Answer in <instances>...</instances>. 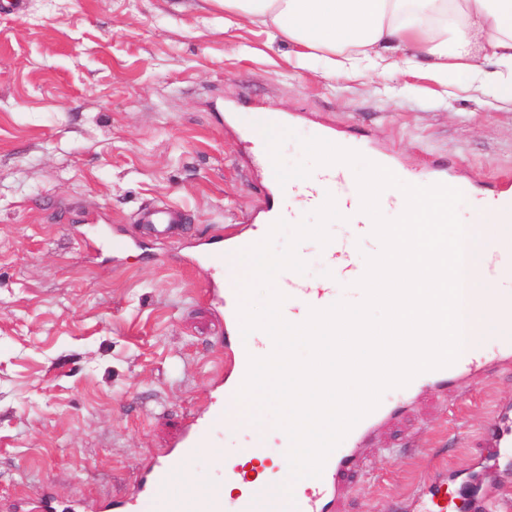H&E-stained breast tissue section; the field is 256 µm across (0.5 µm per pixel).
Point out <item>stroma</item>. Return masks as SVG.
<instances>
[{"label": "stroma", "instance_id": "1", "mask_svg": "<svg viewBox=\"0 0 512 512\" xmlns=\"http://www.w3.org/2000/svg\"><path fill=\"white\" fill-rule=\"evenodd\" d=\"M257 23L225 29L214 0H25L0 13V512L52 495L99 512L134 495L145 463L208 401L224 321L213 273L181 249L245 228L267 182L250 111L289 114L296 139L329 124L418 175L456 163L485 194L512 169V108L397 60L331 74ZM173 205L168 238L137 213ZM104 232L120 250L90 251ZM512 369L424 394L344 477L341 512H415L417 489L482 474L512 512V458H487Z\"/></svg>", "mask_w": 512, "mask_h": 512}]
</instances>
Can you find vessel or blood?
Returning a JSON list of instances; mask_svg holds the SVG:
<instances>
[{"label": "vessel or blood", "mask_w": 512, "mask_h": 512, "mask_svg": "<svg viewBox=\"0 0 512 512\" xmlns=\"http://www.w3.org/2000/svg\"><path fill=\"white\" fill-rule=\"evenodd\" d=\"M344 183L345 173L337 164L312 173L305 183L289 188L270 182L266 189L267 200L257 211L253 224L245 231L218 235L208 242L198 244L194 262L221 267L225 252L242 251L266 237L271 225L278 219L274 209L276 201L296 195L307 205L318 207L324 203L328 194L338 193V186ZM476 209L480 212H493L512 221V198L499 194L485 195L478 199ZM181 221L180 211L171 206L150 209L141 216L145 229L158 236L170 234ZM356 228L354 239L341 243L331 242L326 247V254L337 279L356 281L365 273L364 267L358 263L357 242L371 238L373 223L367 219L357 223ZM487 259L490 269L498 271L501 278L512 282V247L498 240L490 241ZM288 285L286 309L289 320L294 323L304 322L311 309H323L334 302L335 281L314 287L304 282L300 273L292 271L288 274ZM207 295L224 319V370L212 379L214 399L205 409L187 412L180 440L144 468L135 495L109 503L110 512H159L170 474L193 464L205 450L212 447L214 427L223 420L225 407L235 404V395L245 377L249 357L258 355L263 347L259 341L251 347L241 343L237 295L234 289L225 287L223 277L211 281ZM510 364L512 345L506 344L491 354L460 358L450 366L417 375L401 388L397 402H380L348 432L342 442V454L327 459L321 477L313 479L308 487L298 492L294 500L289 501L273 493L274 482L286 480L288 472L281 469L267 448L251 443L215 456L214 463L218 470L223 471V480L213 482L187 502L177 504V512H333L341 495L338 475L357 467L364 442L381 426L401 416L413 395L428 386L442 390L458 381L484 375ZM485 439L492 448L512 446V411L502 407L496 409ZM259 465L271 470L273 481L252 483L235 492L225 493V481ZM425 494L430 502L428 512H448L447 482L434 480L426 488Z\"/></svg>", "instance_id": "1"}]
</instances>
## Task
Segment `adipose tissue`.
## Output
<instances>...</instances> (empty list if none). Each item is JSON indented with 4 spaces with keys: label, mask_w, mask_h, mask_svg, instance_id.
<instances>
[{
    "label": "adipose tissue",
    "mask_w": 512,
    "mask_h": 512,
    "mask_svg": "<svg viewBox=\"0 0 512 512\" xmlns=\"http://www.w3.org/2000/svg\"><path fill=\"white\" fill-rule=\"evenodd\" d=\"M225 27L265 24L332 72L405 51L440 78L481 76L512 104V0H219Z\"/></svg>",
    "instance_id": "1"
}]
</instances>
